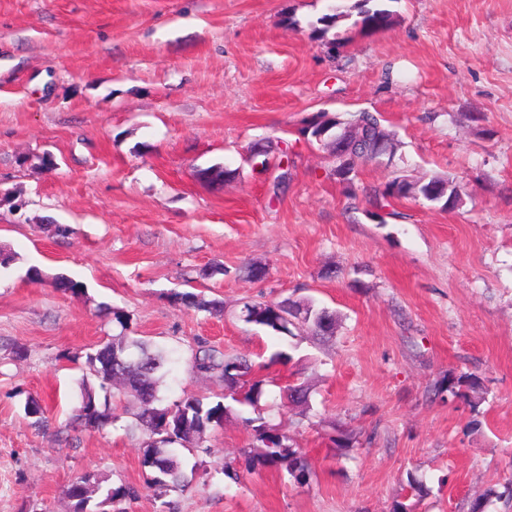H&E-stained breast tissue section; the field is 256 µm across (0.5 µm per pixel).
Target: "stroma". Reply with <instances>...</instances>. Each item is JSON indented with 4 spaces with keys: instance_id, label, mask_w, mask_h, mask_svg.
<instances>
[{
    "instance_id": "35a3bbf8",
    "label": "stroma",
    "mask_w": 512,
    "mask_h": 512,
    "mask_svg": "<svg viewBox=\"0 0 512 512\" xmlns=\"http://www.w3.org/2000/svg\"><path fill=\"white\" fill-rule=\"evenodd\" d=\"M352 2L0 0V249L15 256L0 267V512H70L64 490L88 470L140 486L128 512H393L412 472L429 488L415 512H469L512 477V0H392L386 31L313 35ZM316 112L378 114L393 164L337 176L330 147L298 133ZM269 139L288 145L278 195L279 155L263 172L247 161ZM208 167L235 176L198 181ZM399 173L453 180L463 202L394 200L379 223L369 197ZM249 263L265 281L241 276ZM58 273L83 292L57 291ZM174 291L223 300V317ZM260 295L314 299L335 336L275 339L238 316ZM110 307L169 347L288 350L262 374L274 397L308 382L311 408L264 416L309 480L247 469L248 408L185 455L192 480L162 499L124 421L73 428L77 357L112 335ZM451 371L479 378L477 409L436 395ZM30 395L48 427L25 416ZM338 429L354 438L341 452Z\"/></svg>"
}]
</instances>
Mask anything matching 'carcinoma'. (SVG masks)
<instances>
[{
  "instance_id": "1",
  "label": "carcinoma",
  "mask_w": 512,
  "mask_h": 512,
  "mask_svg": "<svg viewBox=\"0 0 512 512\" xmlns=\"http://www.w3.org/2000/svg\"><path fill=\"white\" fill-rule=\"evenodd\" d=\"M370 0H357L348 11L325 15L319 19L322 27L313 33L322 37L328 28L340 21L355 17L353 26L364 34L376 33L391 27L394 13L374 5ZM336 127V174L345 178L359 163L376 162L382 157L394 158L393 135L380 119L370 112H358L343 119L327 112H317L305 123L300 133L314 136L320 127ZM412 190L430 202H440L445 209L461 203V194L453 182L432 177L424 182L396 175L373 200L387 198L394 190ZM171 300L195 312L213 316L224 314V304L202 292H173ZM260 325L278 337L293 336L292 327L303 324L313 334L333 335L335 318L311 299L291 297L278 302L259 300L242 304ZM112 326L118 333L103 340L85 353L79 396L74 407L75 421L90 429H103L122 416L131 418L130 430L144 434L140 445L142 466L149 471L145 485L162 497L184 487L185 472L179 449L207 448L205 438L211 429L224 422L231 408L224 404L229 398L242 407H250L256 416L246 418L254 431V443L246 451V461L252 470L286 472L298 483L310 477L308 463L301 449L280 426L267 421L258 413L261 400L268 394L269 380L254 373V364L244 356L227 352L204 338H196L188 346L187 355L174 347L153 343L131 330V318L124 310L112 308ZM191 369L217 376L224 383L219 400L206 402L192 393H183L168 402L162 389L181 362ZM480 381L471 374H449L442 391L452 399L476 407L481 401ZM309 388L302 382L279 388V398L292 404H309ZM504 491H489L471 504V512H483L491 498L512 497V481L503 485ZM65 495L71 502V512H124L114 504L139 497L140 489L122 483L115 487L109 479L94 471H86L68 484Z\"/></svg>"
}]
</instances>
